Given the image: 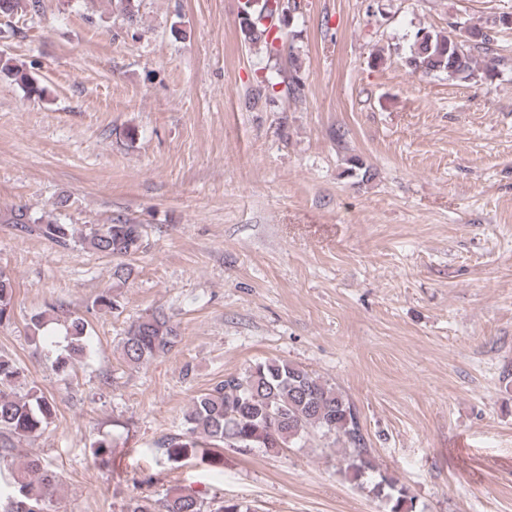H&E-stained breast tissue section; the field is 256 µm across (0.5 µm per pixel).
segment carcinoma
<instances>
[{
    "mask_svg": "<svg viewBox=\"0 0 512 512\" xmlns=\"http://www.w3.org/2000/svg\"><path fill=\"white\" fill-rule=\"evenodd\" d=\"M299 9L297 0H248L239 14L244 42L262 44L268 57L279 53L286 25L267 26L262 18L283 16ZM506 26L505 16H495L483 25H450L446 33L418 30L404 56L405 66L413 73H443L450 79H466L475 75L477 61L473 51L486 57L484 75L493 77L497 59L490 56V32ZM299 68L284 73L280 70L260 80L254 98L259 99L285 83L299 92L303 82ZM0 221L13 226L21 235H38L60 247H82L116 259L137 255L143 244L142 226L115 220L78 231L70 224H60L33 215L18 206ZM14 309L12 280L0 271V324L11 319ZM65 353L53 364L63 371L69 362L86 352L87 323L69 314L64 317ZM178 330L170 318L160 311L132 322L119 342L123 360L129 365H144L169 353L178 343ZM57 405L40 388L26 382L19 363L0 355V462L12 456L16 440L40 437L56 416ZM312 432L334 437L346 463V472L356 480L374 473L369 492L392 503L391 512H402L407 503L406 489L380 468L367 448L359 412L335 385L314 372L286 361L263 360L250 365L240 374H229L223 380L194 395L185 409L178 432L155 441L166 459L172 463L185 461L206 449L205 458L212 469L224 467V449L247 452L252 448L278 450L290 446L305 447ZM60 486L56 472L36 460L14 469L7 490L0 491V512H51ZM125 512H253L251 506L238 500H222L211 508L197 494L181 489H167L156 495L129 498Z\"/></svg>",
    "mask_w": 512,
    "mask_h": 512,
    "instance_id": "1",
    "label": "carcinoma"
}]
</instances>
